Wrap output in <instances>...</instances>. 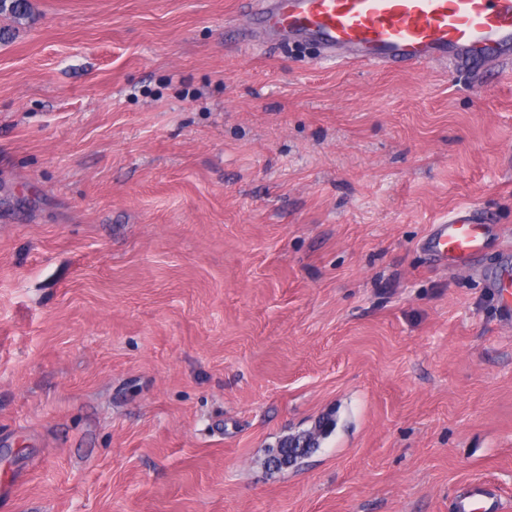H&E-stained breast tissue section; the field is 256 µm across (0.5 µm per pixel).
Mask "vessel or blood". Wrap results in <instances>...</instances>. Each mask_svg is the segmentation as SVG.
I'll use <instances>...</instances> for the list:
<instances>
[{"instance_id":"vessel-or-blood-1","label":"vessel or blood","mask_w":512,"mask_h":512,"mask_svg":"<svg viewBox=\"0 0 512 512\" xmlns=\"http://www.w3.org/2000/svg\"><path fill=\"white\" fill-rule=\"evenodd\" d=\"M251 22L274 42L308 38L326 57L373 66L435 62L480 74L512 56V0H254ZM488 222L463 209L432 226L423 245L444 265L485 253Z\"/></svg>"}]
</instances>
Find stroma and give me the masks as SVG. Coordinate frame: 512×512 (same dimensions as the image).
Returning a JSON list of instances; mask_svg holds the SVG:
<instances>
[{"instance_id":"stroma-1","label":"stroma","mask_w":512,"mask_h":512,"mask_svg":"<svg viewBox=\"0 0 512 512\" xmlns=\"http://www.w3.org/2000/svg\"><path fill=\"white\" fill-rule=\"evenodd\" d=\"M30 5L0 15V512H512V61L330 60L242 0ZM454 207L495 226L464 271L422 247ZM336 426L331 415L319 418L310 429L280 439L267 458V466L276 471L299 465L315 453Z\"/></svg>"}]
</instances>
